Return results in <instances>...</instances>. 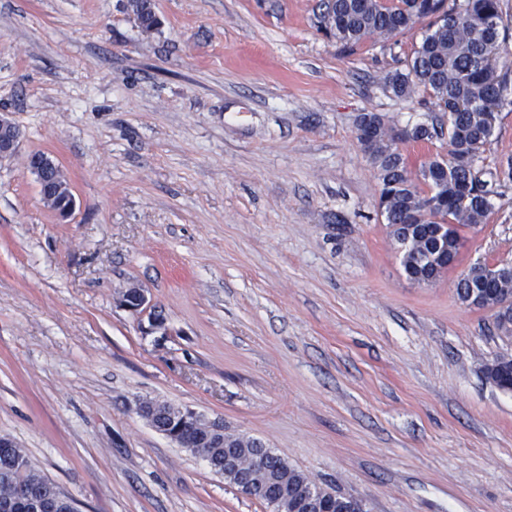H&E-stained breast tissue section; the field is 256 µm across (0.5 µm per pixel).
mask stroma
<instances>
[{
  "mask_svg": "<svg viewBox=\"0 0 512 512\" xmlns=\"http://www.w3.org/2000/svg\"><path fill=\"white\" fill-rule=\"evenodd\" d=\"M0 0V434L80 512H271L137 411L166 402L259 439L368 512H512V356L462 304L471 265L512 263V181L434 284L406 277L378 213L359 113L398 98L424 24L342 50L319 0ZM74 208L40 194L30 154ZM512 158V110L481 154ZM142 288L162 325L119 297ZM152 2V0H126L123 3L124 11L135 20L144 33H151L161 25ZM49 197L43 199L50 208L63 213L73 206V197L69 189L68 181L62 170L53 173L50 183L47 185ZM511 373L512 358L508 356H500L496 358L486 368V375L488 379L503 391H512Z\"/></svg>",
  "mask_w": 512,
  "mask_h": 512,
  "instance_id": "1",
  "label": "stroma"
}]
</instances>
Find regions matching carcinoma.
I'll use <instances>...</instances> for the list:
<instances>
[{"instance_id": "carcinoma-1", "label": "carcinoma", "mask_w": 512, "mask_h": 512, "mask_svg": "<svg viewBox=\"0 0 512 512\" xmlns=\"http://www.w3.org/2000/svg\"><path fill=\"white\" fill-rule=\"evenodd\" d=\"M124 11L144 33L157 30L160 19L152 0H124ZM318 28L351 49L371 38L402 35L418 23H427L422 40L404 69L383 78L384 87L397 97L422 92L439 111L448 114V153L424 162L417 172L408 170L400 145L429 141L438 136L434 127L415 124L408 133L373 115V135L359 138L379 183L378 209L401 247L405 275L424 281L442 274L461 245V231L484 223L489 190L480 179L477 163L489 143L498 109L511 105L505 92L512 71L499 66L500 48L506 41L500 0H320ZM45 203L63 213L73 197L62 170L47 185ZM483 293L512 296L508 282L491 280L483 267L471 266L467 278L457 282L458 299L473 306ZM496 331L512 336V311L494 314ZM499 389L512 391V358L500 356L486 368ZM224 440L239 449L238 471L253 469L256 439L226 433ZM268 495L277 512H300L294 492L303 488L319 496L336 498L334 512H365L363 505L333 489L314 484L302 471L274 456L267 469ZM52 482L32 464L20 447L0 453V501L26 491L35 504L52 498Z\"/></svg>"}]
</instances>
